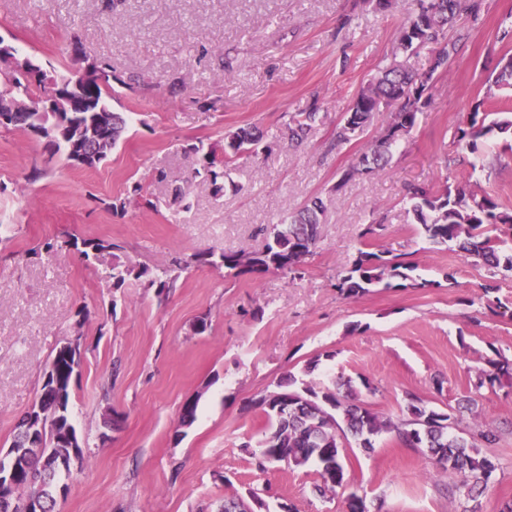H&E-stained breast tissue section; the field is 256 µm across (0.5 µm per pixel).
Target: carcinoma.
I'll return each instance as SVG.
<instances>
[{"label": "carcinoma", "instance_id": "cac0c4a2", "mask_svg": "<svg viewBox=\"0 0 512 512\" xmlns=\"http://www.w3.org/2000/svg\"><path fill=\"white\" fill-rule=\"evenodd\" d=\"M407 20L401 27L394 46V54L409 55L422 44L436 45L434 60L427 71L419 74L397 65L384 68L380 75L363 87L354 99L341 123L336 127V144H346L356 137V132L369 125L375 112L376 101L389 98L397 108L390 113L382 135L362 154L358 162L345 169L337 183L342 187L356 178L372 175L390 162L397 144L406 138L416 125L417 115L431 101L429 90L434 79L448 67L467 38V33L456 31L447 36L448 25L464 11L477 14L479 0H406ZM69 74L49 75L42 68L29 77L19 76L13 67L0 64V98H21L37 103H47L50 88L62 87ZM90 100L88 112H21L16 121L1 122L0 129H24L33 134L41 131L50 138L48 145L65 153L68 162H74L80 146L74 137L65 132L64 122H76L89 130L97 111L112 112V129L96 132L105 141L96 157L79 161L93 167L103 161L128 130V120L120 112L112 111L110 101L115 94L112 84L100 85L90 81L84 88ZM498 118L485 124L479 113H471L467 127L458 130L457 145L474 154L479 141L497 132L512 134V100L496 105ZM318 117L317 102L308 111L292 117L288 123V139L301 143L313 128ZM269 150L271 145H260V139L251 131L240 128L225 136L224 157L219 158L202 144L188 146L193 158L192 176L208 183L213 195H219L224 184V174L240 167V161L255 157L259 149ZM411 211L421 232L433 244H455L459 249L482 261L490 275L482 285L488 307L492 312L502 308L498 292V276L512 273V211L501 207L493 198L481 194L470 182L455 187H412L407 192ZM325 213L322 199L316 198L303 207L288 222L273 224L269 241L258 251H229L220 257V265L235 275L281 271L301 275L305 259L312 255L320 239V226ZM362 248L344 267V274L336 288L346 297H356L383 286L385 288H426L431 282L417 277V264L398 256L387 257V251L371 250L374 229L370 226L360 233ZM65 245L80 250L88 259L106 250H120L122 246L106 240L70 238ZM213 265L212 255L198 253L190 259L174 256L159 274H150L146 268L117 262L106 272L112 286L121 287L134 275L146 280V287L155 289L158 298L168 297L175 287L176 278L169 275L174 270H185L191 263ZM55 364L53 386L41 385L37 399L43 410L57 419L55 430L37 436L32 445L24 449L27 469L16 479L12 499L23 505L29 499L41 503L43 512H54L55 493L62 475L70 472L73 458L82 456V449L74 448L71 441L78 440L77 431L69 418L71 384L79 373L81 352L74 349L65 356L62 347H56L51 358ZM512 377V364L506 360L487 361L479 370L476 388L494 385ZM288 399L290 411L279 417L272 413L276 401ZM250 406L260 409L270 422L262 441V451L256 466L285 463L290 468L316 467L321 492H334L345 482L344 452L348 437H353L364 448L373 447L372 440L383 433H392L407 448H418L434 459L443 470L455 475L459 488L469 501H474L488 487L497 465L484 454L481 447L496 441L497 435L484 427L469 437L453 433L447 421L451 415L427 407L422 401L408 395L409 419L396 422L379 415L360 402L353 393L342 394L340 385L317 387L292 375L277 384V389L265 391L250 401Z\"/></svg>", "mask_w": 512, "mask_h": 512}]
</instances>
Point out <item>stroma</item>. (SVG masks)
Here are the masks:
<instances>
[{
  "mask_svg": "<svg viewBox=\"0 0 512 512\" xmlns=\"http://www.w3.org/2000/svg\"><path fill=\"white\" fill-rule=\"evenodd\" d=\"M404 9L372 0H0V37L47 73L78 68L80 47L117 73L140 76L119 89L116 112L133 121L95 168L50 154L26 130L0 131V450L35 400L58 343L79 338L81 366L71 387L72 421L82 458L57 496L56 512H217L225 497L257 493L260 512H456L454 477L393 435L373 448L350 441L346 485L318 494L315 466L259 470L268 421L248 401L287 374L322 384L350 383L360 400L395 420L407 394L453 414L452 430L483 424L498 431L485 446L498 469L480 512L512 501V386L477 387L487 360L512 361V275L500 279L504 314L492 315L481 285L487 269L452 245L420 233L406 190L472 177L512 209V150L495 133L476 154H458L454 135L482 101L499 62L512 56V0H482L478 17L461 14L468 39L430 91L431 103L390 167L347 185L343 170L383 131L393 107L380 104L350 143L332 146L351 100L388 64ZM230 58L231 76L218 68ZM320 105L301 147L282 136L291 116ZM258 127L278 140L224 179L212 195L192 178L185 145L224 152V135ZM166 171L167 182L155 179ZM141 186L156 208L114 198ZM181 187L190 209L172 204ZM321 198L320 241L303 278L278 271L227 274L194 265L165 301L144 280H105L111 253L84 259L67 237L120 244L121 259L156 272L174 254L262 249V227ZM377 223L375 242L417 263L429 288H378L345 297L335 287ZM207 316L198 334L193 324ZM475 393L478 415H456ZM198 418L181 425L185 401ZM112 423H105V413Z\"/></svg>",
  "mask_w": 512,
  "mask_h": 512,
  "instance_id": "35a3bbf8",
  "label": "stroma"
}]
</instances>
